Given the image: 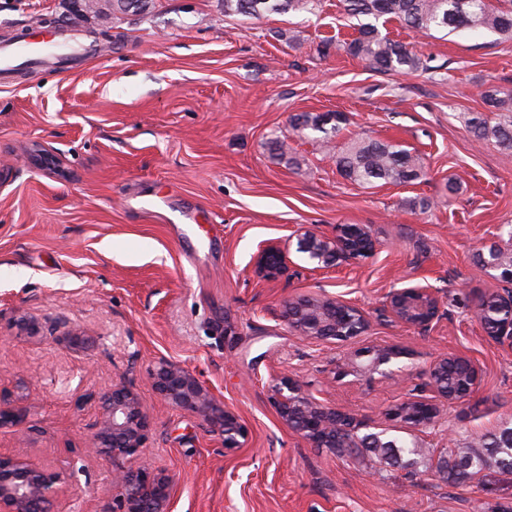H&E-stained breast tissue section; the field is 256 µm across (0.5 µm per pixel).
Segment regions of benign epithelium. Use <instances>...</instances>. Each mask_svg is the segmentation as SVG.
<instances>
[{
    "label": "benign epithelium",
    "mask_w": 512,
    "mask_h": 512,
    "mask_svg": "<svg viewBox=\"0 0 512 512\" xmlns=\"http://www.w3.org/2000/svg\"><path fill=\"white\" fill-rule=\"evenodd\" d=\"M344 224L335 227L333 240L337 241L327 265L356 261L370 255L373 241L366 226L357 224V233L348 238L343 235ZM288 271V250L271 242L261 247L256 257L254 273L257 277L275 281ZM309 297L290 302L284 312L288 326L307 339L322 340V326L297 322L291 308L305 306ZM387 308L393 317L409 326L422 328L438 317L439 302L429 288L408 286L389 293ZM413 353L399 347L366 348L354 354L344 366L336 369L338 376L363 371L383 377L393 375L391 365ZM366 357L368 363L359 365L356 360ZM151 389L167 402L199 414L224 436V450L232 451L242 446L248 432L239 417L232 411L219 407L210 392L189 370L161 361L148 373ZM426 386L434 398L415 399L429 407L431 418L413 424L425 428L434 423L440 409L437 401L448 403L454 397L429 381ZM270 399L282 423L289 428L300 427L299 433L317 448L336 447V420L345 422L343 429L353 434L363 426L354 417L337 413L336 409L318 403L305 395L297 380L282 377L271 387ZM103 414L95 422L93 451L106 458H125L127 467H117L112 472V483L121 489L118 508L114 512H169L172 478L157 471L144 460V448L149 428L146 413L135 388L121 382L115 384L104 397ZM60 477L30 462L23 450L10 457L0 458V512H53L52 504L59 494Z\"/></svg>",
    "instance_id": "7a95c632"
}]
</instances>
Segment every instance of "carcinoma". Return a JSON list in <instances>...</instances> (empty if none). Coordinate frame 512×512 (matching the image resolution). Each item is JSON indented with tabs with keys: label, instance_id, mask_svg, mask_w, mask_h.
Listing matches in <instances>:
<instances>
[{
	"label": "carcinoma",
	"instance_id": "obj_1",
	"mask_svg": "<svg viewBox=\"0 0 512 512\" xmlns=\"http://www.w3.org/2000/svg\"><path fill=\"white\" fill-rule=\"evenodd\" d=\"M317 0H224V15L262 17L268 14L309 13ZM348 19L357 20V36L348 42H336V50L366 61L378 71H396L412 74L434 69L432 58L424 57L403 42L382 33L380 21L397 20L416 34L429 35L431 31L449 34L460 30H485L505 39H512V0H343ZM150 0H112V15L142 12ZM480 95L498 118L488 119L482 112H471L467 127L478 142H494L512 149V89L489 86ZM345 117L341 112H300L290 118V132L306 135L316 133L328 145L339 136ZM272 154L288 159V164L300 166V160L289 152L287 135L281 133L270 140ZM339 174L358 185L411 184L424 175L420 158L403 145L369 137L350 140L336 154ZM306 252L320 258L330 254L332 245L311 237L305 241ZM481 264L498 275L512 274V241L507 246L491 245L487 253L479 254ZM484 312V326L492 332L506 321L507 312L500 309L498 298L491 294L478 300ZM325 330L335 336H348L354 330L351 317L336 310V323ZM471 385L466 368L456 361L448 362V392L462 394ZM484 451L471 446L434 452L419 448L403 437L389 438L384 432L352 435L349 439L336 438V449L344 452L364 448L376 460L389 466L401 462L408 466L424 464L430 477L450 484L466 483L479 474L496 469L512 474V425L485 435L481 439Z\"/></svg>",
	"mask_w": 512,
	"mask_h": 512
}]
</instances>
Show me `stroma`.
Segmentation results:
<instances>
[{
	"instance_id": "obj_1",
	"label": "stroma",
	"mask_w": 512,
	"mask_h": 512,
	"mask_svg": "<svg viewBox=\"0 0 512 512\" xmlns=\"http://www.w3.org/2000/svg\"><path fill=\"white\" fill-rule=\"evenodd\" d=\"M74 0H0V40L72 19ZM390 38L432 57L415 74L380 72L321 38L349 40L342 0L315 12L225 15L221 0H154L143 13L83 27L100 52L74 64L15 63L0 82V456L25 448L64 478L59 512H112L113 463L88 454L102 398L119 381L139 392L147 461L174 479L170 512H512V475L451 486L314 447L287 428L270 387L288 376L366 431L422 448L480 446L512 423V350L475 314L503 283L479 252L512 238V149L476 143L467 113L482 83L512 88V41L478 30ZM301 34L289 41L290 32ZM340 112L338 138L402 143L425 172L413 184L366 188L340 176L314 137L289 139L300 167L274 162L269 139L293 114ZM366 225L371 256L320 268L298 236ZM288 247V273L254 274L261 246ZM419 284L439 299L427 329L396 321L387 296ZM331 298L360 309L366 332L346 342L292 331L285 306ZM36 333H29V326ZM414 350L393 377L338 364L356 350ZM462 356L473 392L436 423L403 432L388 412L419 394L431 360ZM195 374L248 438L228 452L195 413L147 383L159 361Z\"/></svg>"
}]
</instances>
